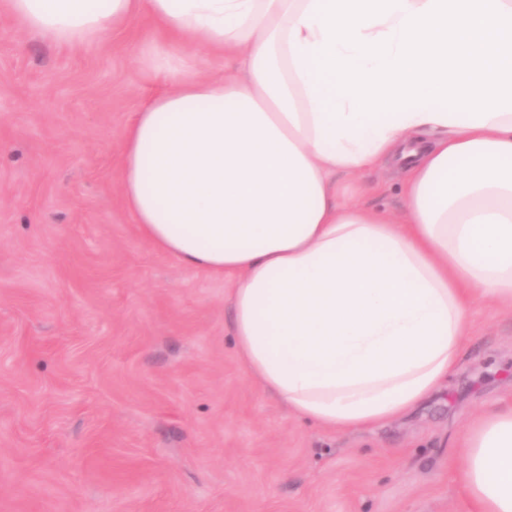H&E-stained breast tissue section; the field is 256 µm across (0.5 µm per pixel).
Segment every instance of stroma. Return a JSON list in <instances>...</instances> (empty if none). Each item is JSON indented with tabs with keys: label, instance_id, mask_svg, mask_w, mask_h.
I'll return each mask as SVG.
<instances>
[{
	"label": "stroma",
	"instance_id": "stroma-1",
	"mask_svg": "<svg viewBox=\"0 0 512 512\" xmlns=\"http://www.w3.org/2000/svg\"><path fill=\"white\" fill-rule=\"evenodd\" d=\"M147 16L85 47L0 11V512H472L467 424L512 401V307L468 312L441 389L377 430L293 416L243 370L229 277L179 266L119 198L121 138L165 89ZM401 170L337 177L401 212Z\"/></svg>",
	"mask_w": 512,
	"mask_h": 512
}]
</instances>
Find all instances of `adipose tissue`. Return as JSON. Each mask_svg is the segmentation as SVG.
I'll return each instance as SVG.
<instances>
[{"instance_id":"adipose-tissue-1","label":"adipose tissue","mask_w":512,"mask_h":512,"mask_svg":"<svg viewBox=\"0 0 512 512\" xmlns=\"http://www.w3.org/2000/svg\"><path fill=\"white\" fill-rule=\"evenodd\" d=\"M26 31L97 42L148 14L167 89L123 133L131 223L231 274L245 372L297 417L362 430L434 393L471 304L512 305V0H6ZM238 60L205 76L201 59ZM393 161L401 214L340 201ZM474 512H512V404L463 440Z\"/></svg>"}]
</instances>
